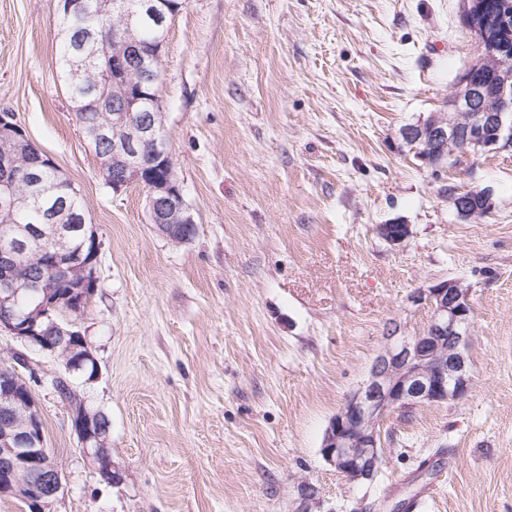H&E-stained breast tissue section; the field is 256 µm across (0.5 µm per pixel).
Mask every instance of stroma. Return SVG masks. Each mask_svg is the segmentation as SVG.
<instances>
[{"instance_id":"stroma-1","label":"stroma","mask_w":512,"mask_h":512,"mask_svg":"<svg viewBox=\"0 0 512 512\" xmlns=\"http://www.w3.org/2000/svg\"><path fill=\"white\" fill-rule=\"evenodd\" d=\"M57 0H0V111L73 183L101 243L78 319L111 420L119 483L80 448L62 367L25 350L62 491L46 512H512V146L433 171L402 136L443 111L477 60L466 0H185L158 95L197 233L175 244L145 192L99 174L59 78ZM488 190L482 217L449 191ZM413 234L393 247L376 227ZM460 279L471 385L397 410L383 468L349 481L323 458L332 418L389 328L429 322L413 292ZM297 500L299 502L296 512H315L320 508L319 490L316 485L307 480L300 481L297 486Z\"/></svg>"}]
</instances>
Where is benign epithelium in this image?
<instances>
[{"label":"benign epithelium","mask_w":512,"mask_h":512,"mask_svg":"<svg viewBox=\"0 0 512 512\" xmlns=\"http://www.w3.org/2000/svg\"><path fill=\"white\" fill-rule=\"evenodd\" d=\"M168 0H147L144 10L164 25L172 19L166 11ZM491 0H472L465 19L466 26L478 33V65H486L497 79L489 86L469 69L459 79L448 101L446 112H434L417 124L403 129L406 142L429 166L442 169L448 158L469 153L471 148L484 149L512 143V33L490 39L480 31L477 19L492 10ZM140 23L135 14L122 15L124 34L112 37L106 50L111 57V73L106 89L95 105H106L109 89L123 92L122 105L112 108L108 125L87 127L84 140L88 148L110 145L107 152H97L100 174L112 183V192L121 193L139 186L146 193L149 223L175 244L186 242L184 225L195 223L174 169L165 127V113L157 93L153 74L161 60L165 39L147 49L130 39ZM24 129L13 114L0 115V140L8 141ZM44 157L27 160L21 169L0 178V203L6 205L22 178L38 182V169ZM379 236L392 246L403 244L412 234L411 225L380 224ZM67 238L65 229L51 227L49 244L44 246L48 260L44 266L57 275L66 273L77 260L51 249ZM18 251L12 244L0 249V310H15L13 273ZM33 310L15 318L0 320V329L8 331L25 345L57 356L66 371H73V361L95 362L89 344L76 330L73 320L64 322L54 311L52 291L40 279L30 280ZM419 308L430 312L427 327L409 335L396 325L388 333L387 343L375 358L368 377L349 396L327 427L322 441V455L337 473L351 481L370 483L381 471L384 459L379 428L385 418L398 409L447 402L464 396L471 384L468 347L472 307L468 289L457 279L439 281L411 296ZM4 396L22 403L25 414L3 406L0 418L6 426L0 430V495L14 497L29 508H36L27 496V484L38 481L42 507L55 501L62 489L58 462L45 448L41 418L32 388L10 369L0 376ZM73 428L83 453L97 462L101 474L112 482L121 474L112 466L107 451L109 430L100 426L102 412L92 413L79 398L67 399ZM296 512H315L320 507L319 490L307 480L297 486Z\"/></svg>","instance_id":"benign-epithelium-1"}]
</instances>
